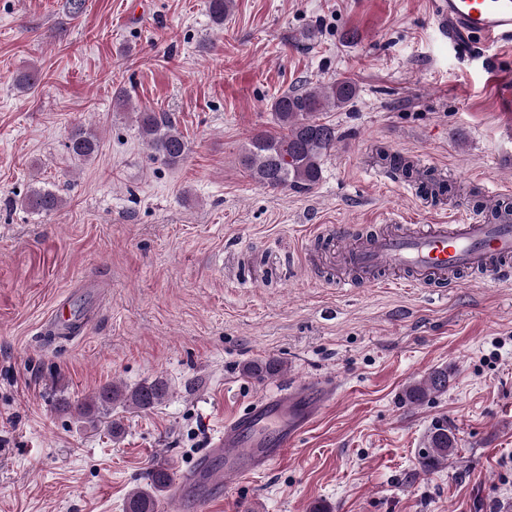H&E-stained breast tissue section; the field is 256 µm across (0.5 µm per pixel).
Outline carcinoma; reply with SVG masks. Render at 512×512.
Listing matches in <instances>:
<instances>
[{"label":"carcinoma","mask_w":512,"mask_h":512,"mask_svg":"<svg viewBox=\"0 0 512 512\" xmlns=\"http://www.w3.org/2000/svg\"><path fill=\"white\" fill-rule=\"evenodd\" d=\"M232 0H208V11L213 24L224 25ZM41 80L38 67L29 66L22 71L17 83L29 90ZM359 95L356 81L341 77L320 87H295L273 98L270 109L279 131L260 132L253 136L241 156V163L251 178L270 190L308 191L321 179V161L336 146V127L321 119L325 112L341 110L352 104ZM139 135L154 160L174 166L184 159L186 142L166 112L141 110L136 113ZM99 148V138L90 129H74L66 149L78 160L92 157ZM393 166L406 179L419 183L432 196L444 197L452 187L429 171L414 168L408 162H394ZM25 208L37 213H53L63 205L55 192L41 186H31L22 200ZM283 365L276 359L253 363L246 371L258 380L281 372ZM448 390V370H435L423 381L407 387L406 399L421 402L432 394ZM168 393L162 380H154L131 391L119 385H110L95 394L90 403L80 404L75 410L86 415L92 409L109 412L112 405L123 404L139 410H150L160 404ZM456 440L444 425H435L428 435L427 452L422 458L426 471L437 468L455 451ZM170 469L162 465L151 466L146 472V487L132 490L126 499V512H156L157 496L172 485Z\"/></svg>","instance_id":"cac0c4a2"}]
</instances>
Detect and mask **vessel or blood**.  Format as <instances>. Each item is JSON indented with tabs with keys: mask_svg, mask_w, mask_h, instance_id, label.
<instances>
[{
	"mask_svg": "<svg viewBox=\"0 0 512 512\" xmlns=\"http://www.w3.org/2000/svg\"><path fill=\"white\" fill-rule=\"evenodd\" d=\"M431 11L438 29L457 49L512 44V0H431ZM328 235L340 244L336 264L345 272L336 281L340 288H371L388 272L405 276L412 288L455 282L464 273L491 284L512 283L510 212L501 213L493 223L468 214L452 224H410L371 238L354 225L336 224ZM304 391L301 385L287 386L257 401L249 412L226 420L210 455L253 470L267 469L315 420L314 414L299 416L293 411ZM205 469L201 460L194 471L177 477L178 494L191 499L194 512H208L211 502L196 482Z\"/></svg>",
	"mask_w": 512,
	"mask_h": 512,
	"instance_id": "b4317fda",
	"label": "vessel or blood"
}]
</instances>
